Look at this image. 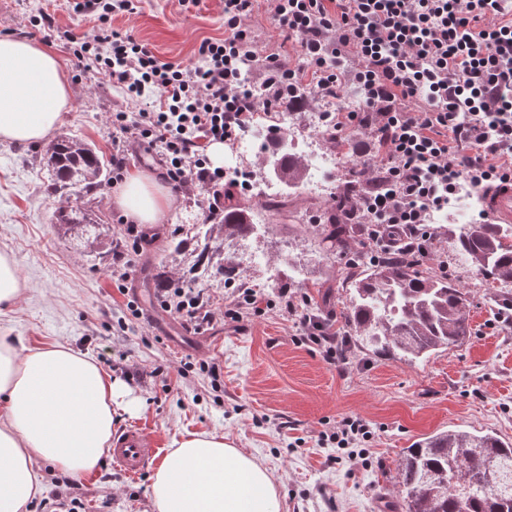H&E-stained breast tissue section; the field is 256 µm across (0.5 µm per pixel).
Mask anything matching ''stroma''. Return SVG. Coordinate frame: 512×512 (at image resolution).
<instances>
[{"instance_id":"1","label":"stroma","mask_w":512,"mask_h":512,"mask_svg":"<svg viewBox=\"0 0 512 512\" xmlns=\"http://www.w3.org/2000/svg\"><path fill=\"white\" fill-rule=\"evenodd\" d=\"M33 0H0V34L46 45L64 65L70 105L58 134L93 142L112 156L109 115L118 109L147 108L127 102L120 87L77 75L68 48L57 37L32 27ZM115 29L133 34L162 60L188 66L206 38L224 35V0H203L185 9L179 0H138L133 13L114 18ZM257 59L247 68L250 85L265 79L261 55L284 38L265 15L248 21ZM45 144L0 140V250L13 254L26 284L20 300L0 313V338H22L31 349L54 344L98 358L111 347L108 375L124 383L138 403L117 410L115 429L145 426L162 448L174 439L211 432L253 456L278 480L282 512H400L397 466L404 448L456 427L490 431L512 443V323L501 322L503 308L493 295L498 285L487 273L452 257L448 245L455 221L434 225L435 255L455 283L471 295L472 336L428 358L409 363L348 347L346 360L328 363L315 347L299 340L297 318L278 309L247 314L239 321L224 311L242 290L266 299L288 290L308 295L303 311L343 329L349 296L341 288L324 294L321 285L344 266L341 256L323 253L304 225L318 224L330 197L298 187L292 195L295 222L271 224L263 199L243 195L261 229L246 238L250 265H236L233 278L212 272L194 278L199 249L195 235L204 218L200 186L170 187L174 206L164 224L151 231L139 255L119 267L127 249L122 213L109 185L87 199L108 223L107 242L83 253L73 232L57 224L59 197L41 163ZM182 243L174 252L173 243ZM196 288L215 315L195 327L163 314L166 330L144 315L159 305L163 289ZM217 366L212 378L208 366ZM347 417L365 420L371 435L362 457L331 451L322 431ZM152 472L132 478L103 457L96 473L75 477L73 496L84 512H153Z\"/></svg>"}]
</instances>
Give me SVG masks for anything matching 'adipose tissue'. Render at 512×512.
<instances>
[{
  "mask_svg": "<svg viewBox=\"0 0 512 512\" xmlns=\"http://www.w3.org/2000/svg\"><path fill=\"white\" fill-rule=\"evenodd\" d=\"M67 74L40 44L0 36V139L38 143L69 102ZM137 224L163 223L164 186L136 171L114 197ZM127 396L90 357L63 345L32 350L0 341V512H27L41 495L37 461L88 475L110 447L113 405ZM156 512H281L273 476L223 436L173 441L151 483Z\"/></svg>",
  "mask_w": 512,
  "mask_h": 512,
  "instance_id": "adipose-tissue-1",
  "label": "adipose tissue"
}]
</instances>
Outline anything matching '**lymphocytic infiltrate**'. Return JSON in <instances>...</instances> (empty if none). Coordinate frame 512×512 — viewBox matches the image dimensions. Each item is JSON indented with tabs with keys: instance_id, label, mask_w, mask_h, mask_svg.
<instances>
[{
	"instance_id": "lymphocytic-infiltrate-1",
	"label": "lymphocytic infiltrate",
	"mask_w": 512,
	"mask_h": 512,
	"mask_svg": "<svg viewBox=\"0 0 512 512\" xmlns=\"http://www.w3.org/2000/svg\"><path fill=\"white\" fill-rule=\"evenodd\" d=\"M259 8L294 41L302 62L267 54L264 91L255 94L242 68L252 55L247 22ZM74 9L97 18L93 35L58 31L44 9L31 24L61 32L77 71L152 102L110 115L113 181L123 179L128 146L137 143L159 156L174 185H200L205 218L218 214L225 182L223 169L209 164L208 146L231 140L304 88L337 100L358 93L356 107L338 109L331 126L372 137L371 165L383 183L358 208L376 250L428 258L429 211L447 209L460 185L477 191L512 181V0H224V36L202 40L191 67L160 61L113 29V16L131 11L132 0H76ZM302 301L287 290L278 295L281 309L298 316L303 342L328 362L342 361L335 334L301 314ZM162 307L197 326L214 319L193 288L164 289Z\"/></svg>"
}]
</instances>
